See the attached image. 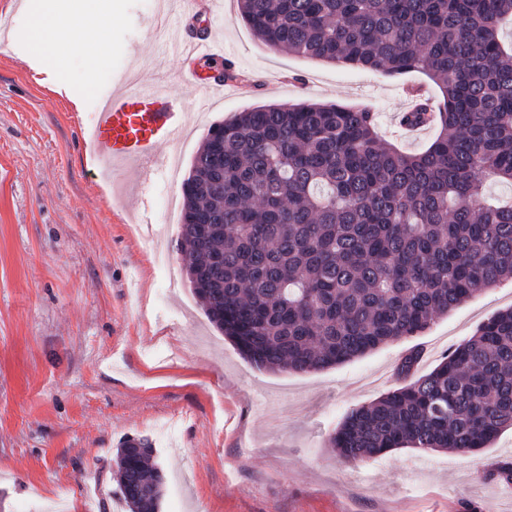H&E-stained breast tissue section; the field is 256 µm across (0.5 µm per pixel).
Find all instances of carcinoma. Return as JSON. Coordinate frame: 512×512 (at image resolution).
<instances>
[{
  "mask_svg": "<svg viewBox=\"0 0 512 512\" xmlns=\"http://www.w3.org/2000/svg\"><path fill=\"white\" fill-rule=\"evenodd\" d=\"M274 51L389 76L426 74L441 129L419 153L382 142L368 105L247 108L210 127L183 183L185 269L211 322L251 363L310 372L420 335L512 280V0H237ZM351 410L329 437L350 462L399 448L477 451L512 428V308L428 373ZM128 512H159L145 439L117 449Z\"/></svg>",
  "mask_w": 512,
  "mask_h": 512,
  "instance_id": "carcinoma-1",
  "label": "carcinoma"
}]
</instances>
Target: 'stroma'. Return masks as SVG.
<instances>
[{
  "label": "stroma",
  "instance_id": "stroma-1",
  "mask_svg": "<svg viewBox=\"0 0 512 512\" xmlns=\"http://www.w3.org/2000/svg\"><path fill=\"white\" fill-rule=\"evenodd\" d=\"M106 61L71 51L55 70L31 61L29 29L43 0H0V512H115L116 451L151 442L165 473L160 512H512V486L487 476L512 460V431L473 452L407 449L352 463L328 438L352 409L396 389V366L414 346L417 374L494 313L512 307V282L477 292L421 335L349 362L269 372L240 355L212 324L186 276L168 286L153 249L182 264L165 205L209 127L268 103L369 104L388 143L425 150L437 125L399 127L404 84L391 77L265 48L236 0L212 19L227 60L248 77L207 104L152 26L175 0H119ZM164 73L192 99L185 137L164 144L148 171L93 179L80 136L117 73ZM179 154L178 175L165 161Z\"/></svg>",
  "mask_w": 512,
  "mask_h": 512
}]
</instances>
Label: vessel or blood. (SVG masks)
<instances>
[{
	"label": "vessel or blood",
	"instance_id": "b4317fda",
	"mask_svg": "<svg viewBox=\"0 0 512 512\" xmlns=\"http://www.w3.org/2000/svg\"><path fill=\"white\" fill-rule=\"evenodd\" d=\"M219 4L220 0H181L183 20L166 30L168 42L190 64L182 74L184 82L202 86L210 96L238 88L235 81L214 76L200 80L195 68L201 59L224 55L217 31L196 27L198 17L212 15ZM190 118L184 100L171 95L163 82L125 70L102 99L87 138L101 169L141 166L156 157L161 144L179 139Z\"/></svg>",
	"mask_w": 512,
	"mask_h": 512
}]
</instances>
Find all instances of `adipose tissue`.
<instances>
[{"label":"adipose tissue","instance_id":"ef3b65f1","mask_svg":"<svg viewBox=\"0 0 512 512\" xmlns=\"http://www.w3.org/2000/svg\"><path fill=\"white\" fill-rule=\"evenodd\" d=\"M88 14H77L69 0H45L42 11L35 15L29 33V40L36 55L56 61L73 46H80L82 54L91 62L106 59L110 51L108 30L117 8L115 0H90ZM92 23L98 35L95 39L78 43L77 35L84 23Z\"/></svg>","mask_w":512,"mask_h":512}]
</instances>
